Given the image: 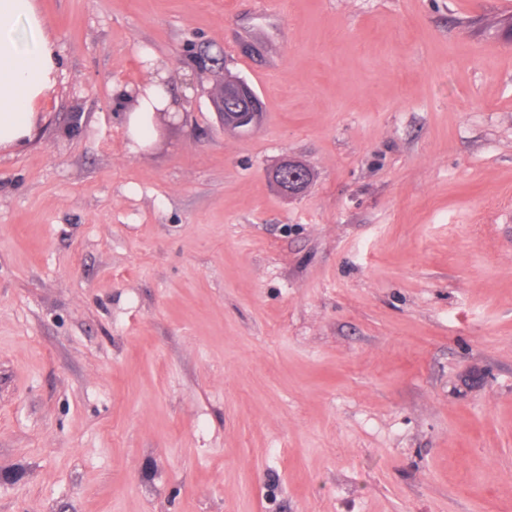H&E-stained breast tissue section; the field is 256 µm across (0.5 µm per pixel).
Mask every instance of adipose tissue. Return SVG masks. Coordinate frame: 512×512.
Instances as JSON below:
<instances>
[{
  "label": "adipose tissue",
  "mask_w": 512,
  "mask_h": 512,
  "mask_svg": "<svg viewBox=\"0 0 512 512\" xmlns=\"http://www.w3.org/2000/svg\"><path fill=\"white\" fill-rule=\"evenodd\" d=\"M141 57L147 78L133 88H112L134 153L146 150L157 127L181 110L159 58L148 50ZM57 69L54 43L36 0H0V149L28 145L37 108L55 91Z\"/></svg>",
  "instance_id": "obj_1"
}]
</instances>
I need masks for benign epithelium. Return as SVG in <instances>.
Masks as SVG:
<instances>
[{
	"label": "benign epithelium",
	"instance_id": "obj_1",
	"mask_svg": "<svg viewBox=\"0 0 512 512\" xmlns=\"http://www.w3.org/2000/svg\"><path fill=\"white\" fill-rule=\"evenodd\" d=\"M210 103L224 129L240 133L258 127L263 117V105L253 87L243 78H220L210 91ZM270 182L286 197L304 194L313 174L304 163L286 158L268 174Z\"/></svg>",
	"mask_w": 512,
	"mask_h": 512
}]
</instances>
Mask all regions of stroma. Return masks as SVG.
Here are the masks:
<instances>
[{"mask_svg":"<svg viewBox=\"0 0 512 512\" xmlns=\"http://www.w3.org/2000/svg\"><path fill=\"white\" fill-rule=\"evenodd\" d=\"M37 2L0 512H512V0ZM146 48L186 108L134 153L112 87ZM209 96L211 106L225 131L244 133L260 125L263 105L256 91L245 79L222 76ZM268 177L283 196L297 197L308 190L313 174L304 163L286 158L269 171Z\"/></svg>","mask_w":512,"mask_h":512,"instance_id":"obj_1","label":"stroma"}]
</instances>
